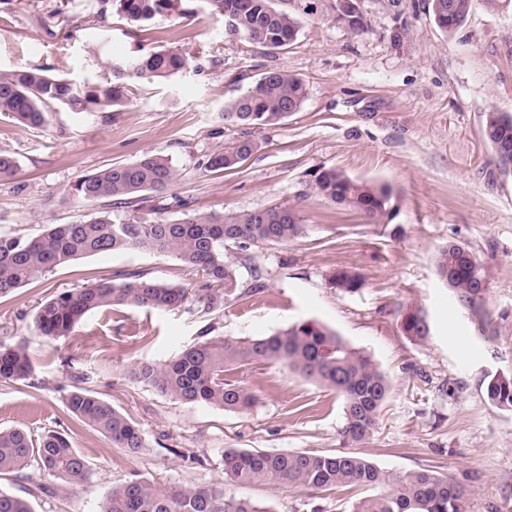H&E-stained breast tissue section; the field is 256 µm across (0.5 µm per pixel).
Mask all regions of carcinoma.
<instances>
[{"instance_id":"carcinoma-1","label":"carcinoma","mask_w":512,"mask_h":512,"mask_svg":"<svg viewBox=\"0 0 512 512\" xmlns=\"http://www.w3.org/2000/svg\"><path fill=\"white\" fill-rule=\"evenodd\" d=\"M108 9L130 23H145L180 8L184 0H103ZM213 12L235 17L237 30L251 45L266 51L292 43L300 31L299 19L275 6L274 0H207ZM496 0H428L434 23L451 36L474 7L492 9ZM332 18L355 35L369 32L363 0H334ZM93 57L112 74L106 82L75 83L52 77L42 70L0 72V115L14 123L41 128L51 107L66 106L77 114L92 113L123 104L128 81H167L187 70L191 58L171 49L150 50L114 61L101 50ZM308 96L303 79L279 71L263 73L236 97L224 101L225 121L244 129L242 136L207 155L208 171H233L259 149L251 130L276 126L301 110ZM483 136L498 166L512 173V115L490 110L485 115ZM176 178L171 160L146 152L128 164H114L85 176L72 194L89 203L112 199L118 208L148 210L155 195L167 190ZM317 196L344 209L363 213L375 224L393 219V190L386 185L354 179L335 167H322L314 175ZM304 234L298 213L287 208L221 214L187 213L167 221L130 216L115 220L106 211L74 224H53L42 233L24 237L0 232V297L29 284L36 277L83 257L107 252L138 250L169 256L204 274L206 283L195 294L207 312L228 301L252 293L239 282L236 269L224 250L231 244L278 245ZM436 269L457 301L475 317L481 331L494 329L485 308L488 282L486 265L465 245L450 243L439 249ZM360 273L343 269L331 277V286L342 293L361 289ZM189 301L187 289L159 283L139 273L120 283L103 282L73 288L46 301L34 317L38 335L58 340L68 336L90 313L103 308L137 307L157 312L182 308ZM402 333L423 341L430 333L425 314L408 309L401 318ZM261 362H282L300 377L336 392L343 400L342 436L349 443L368 438L392 390L386 373L362 350L352 347L335 331L312 321L293 324L272 335L200 340L163 362H136L129 366L132 380L188 403L217 406L231 411L253 407L257 396L241 383L225 378L232 368ZM35 367L24 343L0 342V381L31 382ZM64 403L73 417L111 440L112 445L137 455L145 447L137 423L120 413L85 386L88 375L72 376ZM488 401L501 410H512V373L484 377ZM44 472L76 488L89 479L85 457L72 447L65 434L50 431L35 439L22 428L0 430V475H20L30 461ZM224 486L189 487L158 485L131 478L112 488L101 512H270L234 494V488L255 484H288L311 491L349 487L365 492L351 512H471V493L452 476L431 469L391 475L374 463L350 452L276 453L260 450L224 451ZM0 512H31L26 499L0 490Z\"/></svg>"}]
</instances>
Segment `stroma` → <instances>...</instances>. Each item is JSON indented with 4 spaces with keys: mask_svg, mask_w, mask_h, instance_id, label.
Instances as JSON below:
<instances>
[{
    "mask_svg": "<svg viewBox=\"0 0 512 512\" xmlns=\"http://www.w3.org/2000/svg\"><path fill=\"white\" fill-rule=\"evenodd\" d=\"M301 22L296 40L269 53L226 31L206 0L193 16H157L133 26L100 15V0H5L0 5V70L42 69L82 82L103 74L92 48L124 58L139 49H179L190 70L161 83L133 82L122 106L92 114L53 107L41 128L0 116V150L17 161L0 182V228L33 236L50 224L89 219L108 200L87 203L71 187L104 167L151 151L171 157L175 182L160 217L184 213L296 209L306 224L297 240L249 247L235 261L243 284L262 270L264 286L208 313L196 303L157 313L136 307L89 314L66 338L38 336L34 317L53 295L138 272L195 291L200 272L159 254L123 251L61 266L0 297V340L24 342L34 387L0 382V429L32 436L66 431L88 461L90 478L72 488L29 466L1 478L33 512H101L113 486L138 477L155 484L223 486L225 450L351 451L390 474L431 468L465 484L471 512H512V411L498 409L481 381L512 373V174L501 172L482 133L489 110L512 114V0L476 6L444 35L427 0H364L368 33L336 25L331 0H276ZM302 78L308 98L281 125L257 132L259 151L234 171L207 172L205 157L240 133L221 117L224 101L261 74ZM388 185L397 215L374 224L315 195L319 167ZM468 246L489 270L486 308L493 332H481L437 273L439 247ZM359 271V292L328 285L338 270ZM420 308L431 333L404 336L402 314ZM336 330L384 370L392 393L373 434L345 445L343 401L279 364L230 371L259 398L245 412L172 400L134 382L131 362H162L201 335L267 336L302 321ZM77 372L90 389L140 426L139 455L113 447L70 416L63 389ZM236 496L268 512H350L354 491L309 492L253 485Z\"/></svg>",
    "mask_w": 512,
    "mask_h": 512,
    "instance_id": "35a3bbf8",
    "label": "stroma"
}]
</instances>
